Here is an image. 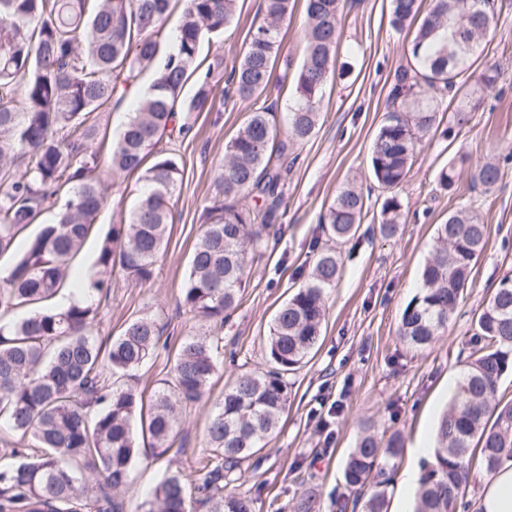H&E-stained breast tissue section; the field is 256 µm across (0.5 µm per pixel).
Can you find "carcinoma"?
Masks as SVG:
<instances>
[{"mask_svg": "<svg viewBox=\"0 0 512 512\" xmlns=\"http://www.w3.org/2000/svg\"><path fill=\"white\" fill-rule=\"evenodd\" d=\"M173 0H0V422L20 436V445L0 454V512H118L114 496L130 478L138 438L162 455L181 427L182 408L209 390L224 345L222 338L184 342L171 380L146 401L135 386L136 371L158 348L163 328L141 317L129 321L107 350L91 338L98 314L92 296L108 293L112 272L137 283L152 280L172 224L170 200L182 170L176 157L157 149L179 112H201L216 96L254 104L224 145L217 182L219 198L206 208V224L194 245L181 303L190 313L224 326V314L239 305L250 260L278 231L288 149L307 142L319 125L320 104L336 77L342 0H306V51L300 65L281 56L282 24L292 0H262L263 18L249 31L244 52L218 89L213 69L197 59L202 43L234 20L238 0H178L181 23L166 48L165 19ZM497 0H390V26L411 28L406 51L415 65L397 74L386 113L369 150L370 175L383 193L374 229L385 237L400 231V191L417 147L438 130L441 102L432 90L461 92L443 136L469 121L493 78L466 91L460 78L472 66L482 40L498 23ZM163 60L135 112L112 145L114 175L139 174L146 184L127 222L103 238L100 276L90 297L65 309L47 305L69 285V268L106 202L96 175L99 126L96 114L124 95L140 72ZM278 80L293 84L288 143L277 142L273 105L259 100ZM197 75L193 95L183 88ZM24 87L25 107L16 104ZM503 178L500 160L481 165L473 184L494 189ZM66 196L55 222L18 246L38 222L44 204ZM365 198L350 179L319 215L323 234L338 242L359 229ZM487 226L465 209L437 225L435 244L422 271L421 291L404 309L398 328L409 348L430 346L455 313ZM340 255L316 248L307 280L278 308L269 328L270 368L243 373L214 405L208 443L219 460L197 478L209 512H252L251 502L224 493L243 460L263 448L288 407L285 376L317 347L325 318L326 290L336 284ZM28 310L18 320L4 318ZM512 371V278L492 289L477 315L470 352L448 410L441 418L433 458L425 462L413 512H456L464 505L473 462L486 473L512 460V400L499 396ZM404 448L402 434L387 440L367 427L344 464L347 507L387 512ZM144 512H188L182 479L167 475L144 503Z\"/></svg>", "mask_w": 512, "mask_h": 512, "instance_id": "carcinoma-1", "label": "carcinoma"}]
</instances>
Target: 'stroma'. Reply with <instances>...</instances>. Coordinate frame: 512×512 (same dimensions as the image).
Instances as JSON below:
<instances>
[{"label": "stroma", "mask_w": 512, "mask_h": 512, "mask_svg": "<svg viewBox=\"0 0 512 512\" xmlns=\"http://www.w3.org/2000/svg\"><path fill=\"white\" fill-rule=\"evenodd\" d=\"M261 0H239L234 22L224 34L203 44L200 58H223L218 79L245 48ZM500 17L486 38L468 76L495 82L483 94L467 125L452 139L427 138L400 198L404 219L399 234L385 239L372 229L383 200L368 177L369 148L385 112V100L396 72L408 66L404 48L408 33L389 25V0H344L339 62L352 65L350 76L327 85L323 117L316 134L293 155L284 187L281 232L250 265L240 303L222 329L186 312L180 303L190 255L203 213L217 193L216 178L224 163V144L245 122L250 103L216 98L203 112H185L183 133L164 137L161 149L178 160L183 180L170 206L173 223L152 280L140 285L122 274L99 304L92 329L97 346L108 348L128 321L156 319L164 327V348L139 369V389L151 398L160 380L170 378L176 352L186 339L220 332L224 363L212 379L209 394L182 411L180 433L171 450L155 458L139 455L131 481L120 495L122 512H142V504L166 471L192 481L212 469L206 428L227 382L246 371L268 369V326L282 302L302 284L316 245L325 237L318 224L324 204L348 177L359 176L367 197L356 237L337 248L342 271L326 294V316L316 350L288 381V408L266 447L241 466L231 491L247 495L253 512H289L303 492L316 493V512H339L344 493L345 459L363 428L400 430L405 447L389 502L397 512L405 493L404 473L420 471V444H433L439 420L463 373L473 334L472 320L492 288L512 276V164L491 192L471 189L479 163L495 157L512 141V0H498ZM456 167V189L438 182L447 165ZM98 172L107 196L93 233L72 261V268L96 263L102 239L112 225L124 222L139 200V176H115L108 158ZM466 208L487 227V242L473 268L456 314L431 347L415 351L400 341V316L418 294L422 267L434 245L437 224L449 211Z\"/></svg>", "instance_id": "35a3bbf8"}]
</instances>
